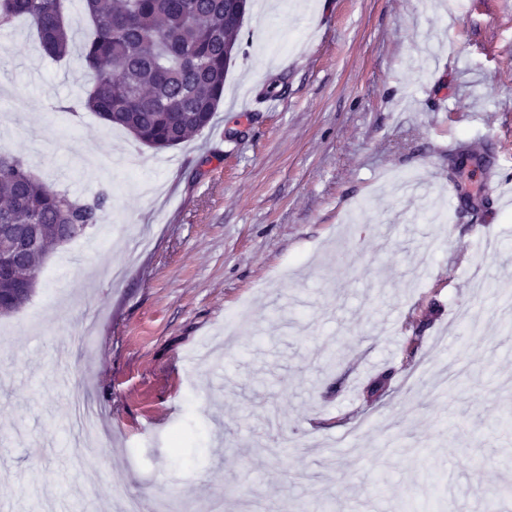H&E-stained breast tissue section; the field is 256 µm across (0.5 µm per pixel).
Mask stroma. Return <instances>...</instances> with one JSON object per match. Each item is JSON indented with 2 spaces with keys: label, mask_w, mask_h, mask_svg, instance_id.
Wrapping results in <instances>:
<instances>
[{
  "label": "stroma",
  "mask_w": 512,
  "mask_h": 512,
  "mask_svg": "<svg viewBox=\"0 0 512 512\" xmlns=\"http://www.w3.org/2000/svg\"><path fill=\"white\" fill-rule=\"evenodd\" d=\"M265 3L162 151L80 108L77 0L61 61L0 29V155L108 197L0 316V512H512V205L447 191L512 185V0Z\"/></svg>",
  "instance_id": "stroma-1"
}]
</instances>
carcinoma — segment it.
<instances>
[{"instance_id":"cac0c4a2","label":"carcinoma","mask_w":512,"mask_h":512,"mask_svg":"<svg viewBox=\"0 0 512 512\" xmlns=\"http://www.w3.org/2000/svg\"><path fill=\"white\" fill-rule=\"evenodd\" d=\"M94 31L82 62L101 79L84 106L136 141L173 148L208 127L224 96V42L237 44L248 0H78ZM26 18L50 58L70 51L71 36L61 0H0V27ZM108 197L82 204L30 175L20 160L0 164V224L39 225L48 252L66 224L86 231ZM41 250V251H43ZM36 249L18 257L15 270L0 275V313L21 308L28 298L16 288L42 264Z\"/></svg>"}]
</instances>
